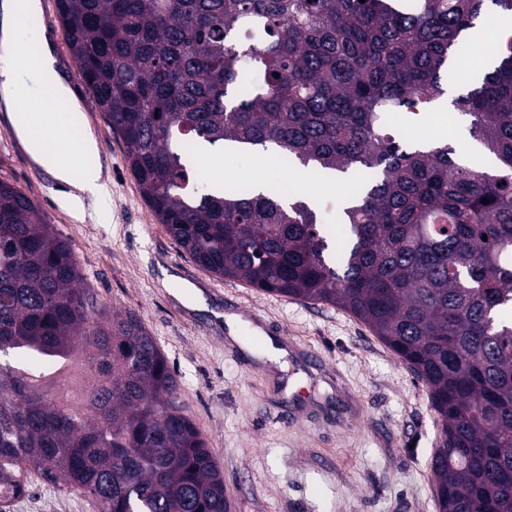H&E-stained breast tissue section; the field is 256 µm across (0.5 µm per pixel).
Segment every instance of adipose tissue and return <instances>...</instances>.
I'll return each instance as SVG.
<instances>
[{
  "label": "adipose tissue",
  "instance_id": "obj_1",
  "mask_svg": "<svg viewBox=\"0 0 512 512\" xmlns=\"http://www.w3.org/2000/svg\"><path fill=\"white\" fill-rule=\"evenodd\" d=\"M40 90L50 100H67L61 111L43 113L38 125L16 124L18 138L41 168L54 180L68 185L67 202L80 207L84 197H100L108 175L101 166L74 167L67 160L71 152L83 155L98 150V142L77 99H74L63 76L56 67L51 41H44L42 55L31 77H23L10 57L0 58V104L6 112L28 100L33 90Z\"/></svg>",
  "mask_w": 512,
  "mask_h": 512
}]
</instances>
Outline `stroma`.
Masks as SVG:
<instances>
[{"mask_svg": "<svg viewBox=\"0 0 512 512\" xmlns=\"http://www.w3.org/2000/svg\"><path fill=\"white\" fill-rule=\"evenodd\" d=\"M55 2L41 0L36 28H21L19 40L30 46L40 33L53 37L58 65L98 140L107 191L101 200L86 199L83 211L65 206L64 187L33 162L1 109L0 180L24 192L70 244L99 302L135 312L156 338L224 474L230 512H438L431 458L441 421L426 386L350 313L262 292L190 259L143 200L123 141L91 102ZM469 136L468 118L452 110L447 123L430 119L406 128L403 140L457 145ZM205 165L214 182L301 186L329 224L345 194L337 179L284 170L263 150L216 151ZM184 286L198 288L203 305L176 298ZM228 312L243 320L242 344L225 338ZM255 324L298 352H313L321 368L260 364L247 352L263 345ZM39 370L45 388H67L76 400L91 379L82 359L46 360ZM0 512H96V505L38 483Z\"/></svg>", "mask_w": 512, "mask_h": 512, "instance_id": "obj_1", "label": "stroma"}]
</instances>
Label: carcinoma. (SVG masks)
Instances as JSON below:
<instances>
[{
    "mask_svg": "<svg viewBox=\"0 0 512 512\" xmlns=\"http://www.w3.org/2000/svg\"><path fill=\"white\" fill-rule=\"evenodd\" d=\"M57 2L92 102L168 234L219 277L368 325L442 421L439 512H512V29L451 101L496 170L401 136L455 84L486 6L512 16V0ZM226 144L313 178L346 174L341 239L294 189L205 185L201 146ZM26 351L84 352L100 382L76 406L0 362V500L35 473L99 512H228L155 337L98 302L68 242L0 181V355Z\"/></svg>",
    "mask_w": 512,
    "mask_h": 512,
    "instance_id": "cac0c4a2",
    "label": "carcinoma"
}]
</instances>
